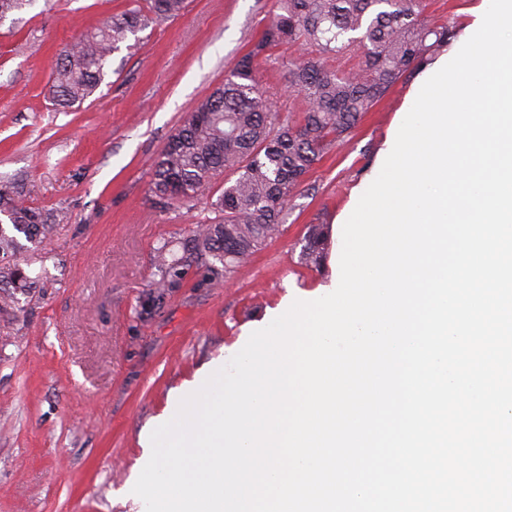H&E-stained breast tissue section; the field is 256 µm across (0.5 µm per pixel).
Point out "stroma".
Masks as SVG:
<instances>
[{"instance_id": "obj_1", "label": "stroma", "mask_w": 512, "mask_h": 512, "mask_svg": "<svg viewBox=\"0 0 512 512\" xmlns=\"http://www.w3.org/2000/svg\"><path fill=\"white\" fill-rule=\"evenodd\" d=\"M275 0H188L183 15L130 37L96 94L56 111L47 97L58 52L130 0H32L0 23V177H24L29 201L66 212L33 263L36 288L0 310V512H138L124 500L142 428L174 394L236 354L288 305V288L325 293L331 255L307 266L309 225L332 232L373 165L411 83L400 79L324 155L288 207L281 233L221 286L189 259L162 307L151 304L165 242L188 241L211 218L221 179L159 211L149 197L168 137L260 38ZM273 50L259 75L283 116L290 57Z\"/></svg>"}]
</instances>
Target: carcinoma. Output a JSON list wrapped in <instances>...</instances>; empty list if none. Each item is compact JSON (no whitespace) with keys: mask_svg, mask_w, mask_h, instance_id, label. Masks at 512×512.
Wrapping results in <instances>:
<instances>
[{"mask_svg":"<svg viewBox=\"0 0 512 512\" xmlns=\"http://www.w3.org/2000/svg\"><path fill=\"white\" fill-rule=\"evenodd\" d=\"M187 0H149L147 9H126L105 25L69 44L57 57L48 97L60 108L79 106L99 89L113 53L150 24L174 19ZM276 13L253 48L224 76L169 136L158 154L149 192L154 204L170 209L196 198L222 175L212 202L215 217L193 231L192 249L178 256L172 244L159 251L161 279L152 296L163 305L171 270L188 256L206 260L207 281L216 286L234 268L282 230L288 203L304 177L351 133L403 76L448 47L453 26L422 18L423 0H275ZM302 44L308 52L288 61L290 86L302 96L301 115L282 120L262 85L256 62L282 45ZM358 58L350 68L330 70L324 59ZM22 179L0 184V305L15 292L35 286L33 261L21 258L25 245L43 243L67 216L28 203ZM326 246L321 224L308 227L300 262L318 266Z\"/></svg>","mask_w":512,"mask_h":512,"instance_id":"1","label":"carcinoma"}]
</instances>
